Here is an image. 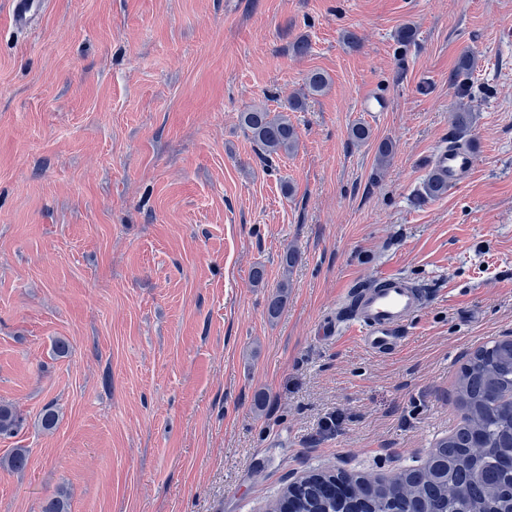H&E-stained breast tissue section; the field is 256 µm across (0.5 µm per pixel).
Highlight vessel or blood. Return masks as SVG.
<instances>
[{"label": "vessel or blood", "mask_w": 512, "mask_h": 512, "mask_svg": "<svg viewBox=\"0 0 512 512\" xmlns=\"http://www.w3.org/2000/svg\"><path fill=\"white\" fill-rule=\"evenodd\" d=\"M11 4L13 19L22 27L29 26L43 6L42 0H11ZM475 164L469 147L451 145L435 151L432 169L443 184L456 187L470 178ZM374 281V287L360 294L350 322L369 352L386 354L397 347L404 327L423 308L426 296L397 274L381 273Z\"/></svg>", "instance_id": "vessel-or-blood-1"}]
</instances>
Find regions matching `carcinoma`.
Segmentation results:
<instances>
[{"label":"carcinoma","mask_w":512,"mask_h":512,"mask_svg":"<svg viewBox=\"0 0 512 512\" xmlns=\"http://www.w3.org/2000/svg\"><path fill=\"white\" fill-rule=\"evenodd\" d=\"M477 65L468 50L454 77L467 76ZM329 79L315 70L305 80V92L288 101L297 111L309 95L326 90ZM242 124L259 156L268 163L298 146L296 127L282 111L255 105L241 114ZM454 398L460 418L448 438L439 441L425 463L390 476H367L357 481L351 498L327 495L322 486L330 474H311L296 495V512H512V496L495 489L500 460L512 450V340H491L479 347L462 367ZM23 418L9 403L0 402V436H12ZM25 448H14L0 458V469L21 473L28 465ZM42 512H68L67 491L48 498Z\"/></svg>","instance_id":"cac0c4a2"}]
</instances>
